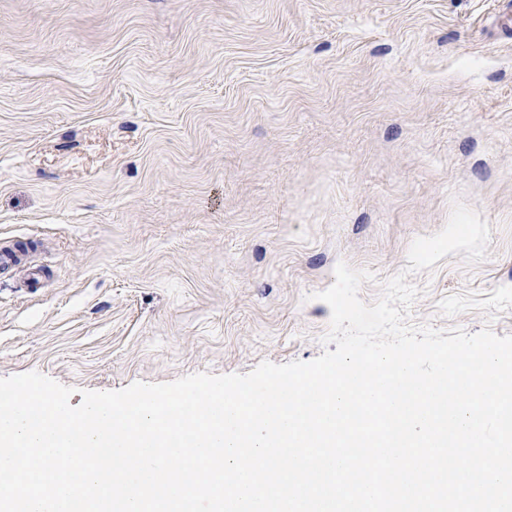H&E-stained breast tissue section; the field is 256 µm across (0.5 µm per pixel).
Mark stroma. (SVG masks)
Returning a JSON list of instances; mask_svg holds the SVG:
<instances>
[{"instance_id": "1", "label": "stroma", "mask_w": 512, "mask_h": 512, "mask_svg": "<svg viewBox=\"0 0 512 512\" xmlns=\"http://www.w3.org/2000/svg\"><path fill=\"white\" fill-rule=\"evenodd\" d=\"M512 0H0V377L81 390L320 356L346 262L378 300L453 200L487 257L410 319L512 334Z\"/></svg>"}]
</instances>
